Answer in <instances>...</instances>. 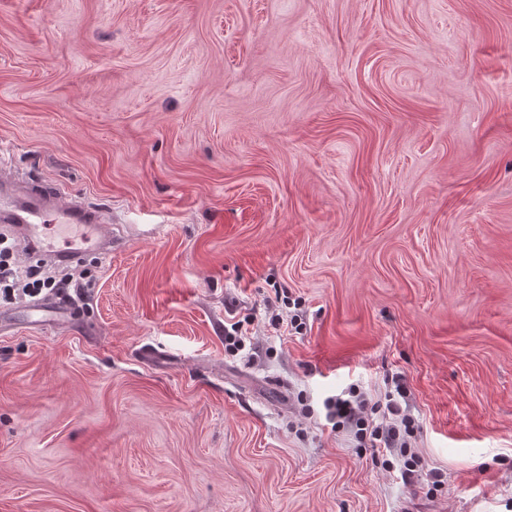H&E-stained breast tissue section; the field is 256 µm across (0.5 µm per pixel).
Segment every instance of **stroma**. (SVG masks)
Masks as SVG:
<instances>
[{"label":"stroma","instance_id":"35a3bbf8","mask_svg":"<svg viewBox=\"0 0 512 512\" xmlns=\"http://www.w3.org/2000/svg\"><path fill=\"white\" fill-rule=\"evenodd\" d=\"M0 170L112 215L0 512H512V0H0ZM396 373L410 485L324 408Z\"/></svg>","mask_w":512,"mask_h":512}]
</instances>
